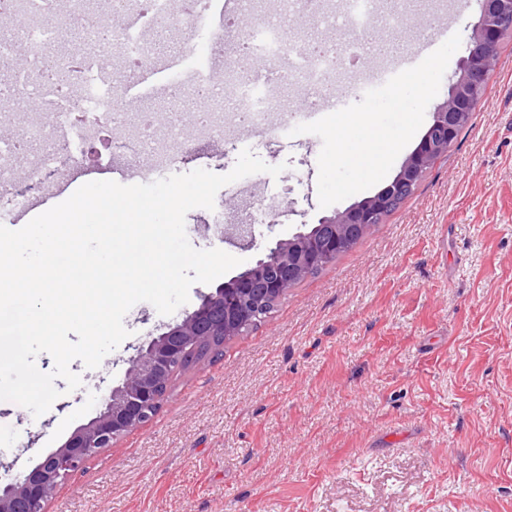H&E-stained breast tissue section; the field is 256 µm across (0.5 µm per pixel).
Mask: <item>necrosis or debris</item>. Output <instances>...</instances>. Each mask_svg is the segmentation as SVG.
<instances>
[{
    "instance_id": "1",
    "label": "necrosis or debris",
    "mask_w": 512,
    "mask_h": 512,
    "mask_svg": "<svg viewBox=\"0 0 512 512\" xmlns=\"http://www.w3.org/2000/svg\"><path fill=\"white\" fill-rule=\"evenodd\" d=\"M0 14L7 18L26 15V22L11 37L0 38V61L7 63L17 57L25 61L28 84L43 110L53 117L51 124L35 123L25 130V138L46 144L27 168L25 181L30 185L55 165L57 145L81 147L106 141L102 123L122 118L124 90L133 75L145 68L166 70L164 58L146 37L148 29H178L189 52L202 35L213 45L223 43L222 27L213 25L210 13L198 10L193 0H105L97 14L86 9L85 0H8L7 10ZM63 25L80 32L82 52H56ZM239 42L256 59H289V79L317 92L344 72L349 55L360 50L355 42L339 53L291 49L281 24L268 17L258 18ZM277 88L273 73L244 78L224 70L221 86L201 101L204 118L200 129L212 137L223 136L224 110L229 103L244 122L265 126L269 115L281 109ZM25 138L0 134V209L24 210L31 203L16 183L15 160L25 153Z\"/></svg>"
}]
</instances>
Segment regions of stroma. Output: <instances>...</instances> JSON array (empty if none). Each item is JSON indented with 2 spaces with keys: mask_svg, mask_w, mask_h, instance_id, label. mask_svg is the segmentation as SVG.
<instances>
[{
  "mask_svg": "<svg viewBox=\"0 0 512 512\" xmlns=\"http://www.w3.org/2000/svg\"><path fill=\"white\" fill-rule=\"evenodd\" d=\"M401 11L392 52L353 69V80L402 71L435 27L468 36L480 0H378ZM172 70L208 67L198 43L179 33L155 38ZM283 112L265 128L231 127L232 142L209 157L208 138L183 142L176 174L229 173L243 149L279 176L257 173L222 187L224 223L195 208L191 245L253 264L287 239L375 195L368 188L320 208L321 139L279 129L300 93L281 94ZM124 169L147 183V159L102 152L80 164L61 151L35 213L59 204L50 185L94 181L97 169ZM224 278L193 284L174 316L147 302L124 317L130 335L89 369L81 385L33 416L0 401V485L21 480L122 383L138 346L172 317L193 311ZM48 512H512V34L468 129L400 207L319 275L289 288L275 312L224 343L222 359L176 373L148 425L118 439L57 489Z\"/></svg>",
  "mask_w": 512,
  "mask_h": 512,
  "instance_id": "35a3bbf8",
  "label": "stroma"
}]
</instances>
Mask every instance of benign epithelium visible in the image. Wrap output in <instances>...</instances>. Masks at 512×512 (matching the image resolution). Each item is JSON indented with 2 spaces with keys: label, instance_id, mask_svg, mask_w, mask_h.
Returning <instances> with one entry per match:
<instances>
[{
  "label": "benign epithelium",
  "instance_id": "obj_1",
  "mask_svg": "<svg viewBox=\"0 0 512 512\" xmlns=\"http://www.w3.org/2000/svg\"><path fill=\"white\" fill-rule=\"evenodd\" d=\"M509 30L512 0H482L480 19L471 28L466 56L451 78L448 96L433 112L419 147L404 160L393 181L374 196L322 218L312 229L276 241L253 265L138 348L129 359L125 379L109 391L98 415L78 427L21 481L0 489V512H46L53 493L73 473L153 419L184 358L219 338L240 335L241 327L260 318L262 299L283 295L307 270L328 263L352 233L363 237L379 223L432 161L448 153L451 132L477 105L483 81L497 61L500 38Z\"/></svg>",
  "mask_w": 512,
  "mask_h": 512
}]
</instances>
